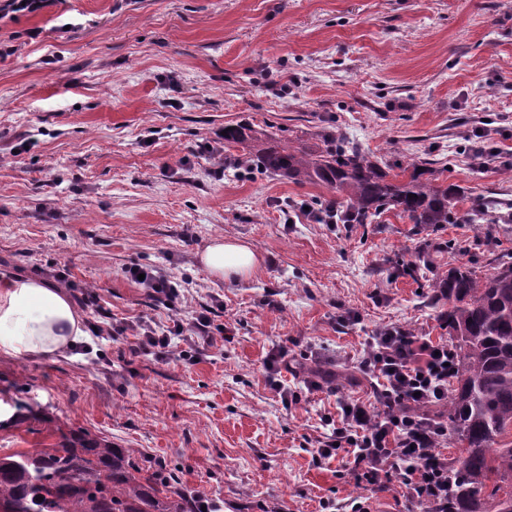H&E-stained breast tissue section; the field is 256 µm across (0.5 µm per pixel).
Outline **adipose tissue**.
Returning a JSON list of instances; mask_svg holds the SVG:
<instances>
[{
  "label": "adipose tissue",
  "mask_w": 512,
  "mask_h": 512,
  "mask_svg": "<svg viewBox=\"0 0 512 512\" xmlns=\"http://www.w3.org/2000/svg\"><path fill=\"white\" fill-rule=\"evenodd\" d=\"M200 261L215 278L231 281L250 276L259 257L249 244L218 237L205 246ZM85 337L84 321L64 290L0 272V356L58 355Z\"/></svg>",
  "instance_id": "1"
}]
</instances>
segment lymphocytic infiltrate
Wrapping results in <instances>:
<instances>
[{
  "mask_svg": "<svg viewBox=\"0 0 512 512\" xmlns=\"http://www.w3.org/2000/svg\"><path fill=\"white\" fill-rule=\"evenodd\" d=\"M199 343L212 344L211 321L202 312L190 324L140 327L138 348L166 359L186 327ZM455 355L446 341L391 326L370 337L358 359L371 380L368 402L340 399L330 434L314 451L316 462L343 456L355 485L374 490L397 486L408 501L425 512H448V423L421 415V408L448 399Z\"/></svg>",
  "mask_w": 512,
  "mask_h": 512,
  "instance_id": "1",
  "label": "lymphocytic infiltrate"
}]
</instances>
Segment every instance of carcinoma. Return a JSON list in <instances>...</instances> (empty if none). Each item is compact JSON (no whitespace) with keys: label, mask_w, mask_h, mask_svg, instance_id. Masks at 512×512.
<instances>
[{"label":"carcinoma","mask_w":512,"mask_h":512,"mask_svg":"<svg viewBox=\"0 0 512 512\" xmlns=\"http://www.w3.org/2000/svg\"><path fill=\"white\" fill-rule=\"evenodd\" d=\"M224 141H250L270 172L334 189L344 224H365L389 208L419 226L457 220L456 190L433 184L416 162L401 167L409 173L402 182L340 139L313 153L230 127ZM433 288L448 301L441 318L457 363L448 402L436 411L460 448L448 463V512H512V262L485 276L454 268ZM31 422L58 440L0 452V512H202L197 495L177 489L172 472L145 464L134 449L65 432L50 414L21 404L8 424Z\"/></svg>","instance_id":"obj_1"}]
</instances>
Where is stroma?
I'll list each match as a JSON object with an SVG mask.
<instances>
[{"mask_svg":"<svg viewBox=\"0 0 512 512\" xmlns=\"http://www.w3.org/2000/svg\"><path fill=\"white\" fill-rule=\"evenodd\" d=\"M0 47V272L58 282L92 330L205 308L224 329L178 360L105 333L62 356L0 357V400L135 449L220 512L357 496L423 512L313 452L339 398L371 391L356 366L368 336L447 339L437 275L512 258V223L469 221L512 200V0H50L0 20ZM237 125L309 150L344 138L384 168L415 160L458 188V220L317 219L335 191L248 160L222 135ZM217 237L250 244L260 266L210 276L199 253ZM154 265L182 289L174 308L126 273ZM282 345L289 406L264 365ZM317 362L330 375L311 391Z\"/></svg>","mask_w":512,"mask_h":512,"instance_id":"stroma-1","label":"stroma"}]
</instances>
